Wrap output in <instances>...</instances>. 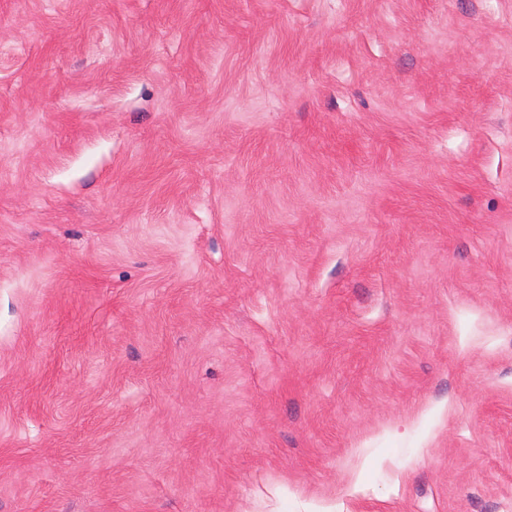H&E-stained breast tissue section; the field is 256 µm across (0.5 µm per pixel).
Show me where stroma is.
Instances as JSON below:
<instances>
[{
	"mask_svg": "<svg viewBox=\"0 0 512 512\" xmlns=\"http://www.w3.org/2000/svg\"><path fill=\"white\" fill-rule=\"evenodd\" d=\"M0 512H512V0H0Z\"/></svg>",
	"mask_w": 512,
	"mask_h": 512,
	"instance_id": "obj_1",
	"label": "stroma"
}]
</instances>
